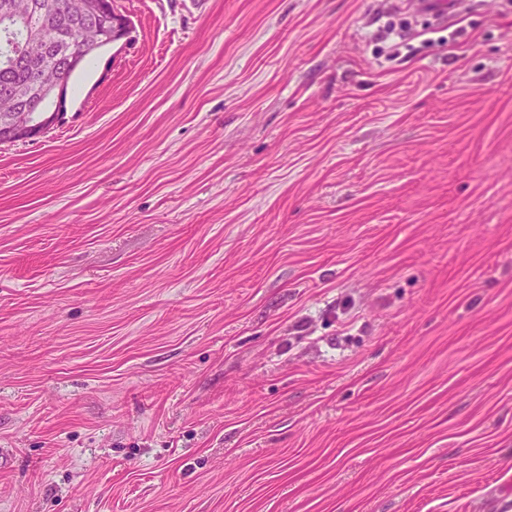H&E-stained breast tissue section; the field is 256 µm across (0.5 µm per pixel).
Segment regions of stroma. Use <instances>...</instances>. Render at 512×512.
<instances>
[{
    "instance_id": "35a3bbf8",
    "label": "stroma",
    "mask_w": 512,
    "mask_h": 512,
    "mask_svg": "<svg viewBox=\"0 0 512 512\" xmlns=\"http://www.w3.org/2000/svg\"><path fill=\"white\" fill-rule=\"evenodd\" d=\"M120 0L0 145V512H512V0ZM117 3L118 0L109 2V8L112 13V25L109 15L103 9L98 19L104 33L109 35L112 32V46L120 44V48H122L134 40V27L129 17L118 8ZM2 97L9 99L14 112L0 113V144L34 140L48 133L60 120L59 111L48 109L54 107L55 102H47V108L42 110L32 104L41 105L36 94L31 95L30 102L20 89L9 87Z\"/></svg>"
}]
</instances>
